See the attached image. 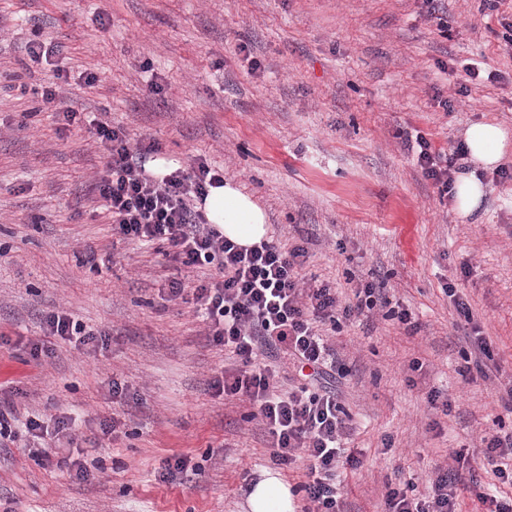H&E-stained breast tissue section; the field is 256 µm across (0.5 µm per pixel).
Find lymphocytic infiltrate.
I'll return each instance as SVG.
<instances>
[{
	"mask_svg": "<svg viewBox=\"0 0 512 512\" xmlns=\"http://www.w3.org/2000/svg\"><path fill=\"white\" fill-rule=\"evenodd\" d=\"M91 124L108 152L96 190L112 214L113 232L135 243L166 245L168 256L182 266L215 269L189 296L207 338L223 345L239 365L214 377L211 389L225 400L251 405V418L260 419L272 438L275 465L306 456L307 479L300 486L308 502L304 512H342L336 471L358 460L342 443L347 413L334 393L316 386L336 365V351L319 328H339L341 319L388 307L389 298L380 285L369 283L356 304L344 306L328 286H302L297 268L306 255L303 247L285 251L267 240L242 247L209 223L203 204L209 188L223 184V170L199 158L191 167L155 175L146 167L157 152L155 143H131L104 112ZM414 149L424 176L440 192H450L464 148L443 153L419 135ZM266 352L304 371L303 383L282 391L278 367L260 360ZM462 490L474 492L480 512H512L497 491L484 489L478 471L459 452L452 464L435 469L426 496L388 489V512H456Z\"/></svg>",
	"mask_w": 512,
	"mask_h": 512,
	"instance_id": "lymphocytic-infiltrate-1",
	"label": "lymphocytic infiltrate"
}]
</instances>
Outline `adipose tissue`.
<instances>
[{
	"label": "adipose tissue",
	"mask_w": 512,
	"mask_h": 512,
	"mask_svg": "<svg viewBox=\"0 0 512 512\" xmlns=\"http://www.w3.org/2000/svg\"><path fill=\"white\" fill-rule=\"evenodd\" d=\"M506 140L505 130L495 123H477L466 130L465 148L473 169L460 174L452 189L456 209L462 216H470L480 209L487 187L478 172L501 162ZM204 210L210 223L240 245L257 243L269 233L265 211L232 182L210 188ZM246 509L247 512H297L298 505L279 473L268 469L260 472L247 496Z\"/></svg>",
	"instance_id": "adipose-tissue-1"
}]
</instances>
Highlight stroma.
Masks as SVG:
<instances>
[{"label":"stroma","mask_w":512,"mask_h":512,"mask_svg":"<svg viewBox=\"0 0 512 512\" xmlns=\"http://www.w3.org/2000/svg\"><path fill=\"white\" fill-rule=\"evenodd\" d=\"M444 7L437 20L422 0H0V402L72 417L58 455L75 445L91 472L41 465L20 433L0 447V512H244L273 466L250 405L210 388L235 357L165 292L207 270L113 234L92 188L107 153L88 124L62 120L69 107L108 112L131 142H158L167 164L201 156L223 168L259 201L270 237L306 248L302 282L345 303L381 282L409 311L417 332L376 309L329 337L348 370L335 384L350 415L344 446L361 462L338 472L343 512H387V486L424 492L458 450L482 468V437L512 431L494 376L512 372V0ZM31 40L55 54L31 61ZM58 69L61 98L43 104L32 91ZM487 121L507 129L506 152L464 218L404 140L449 153ZM52 311L105 343L55 339L32 358ZM477 328L493 357L472 371ZM433 391L448 410L431 406ZM111 418L119 427L102 435ZM184 455L202 478L161 481L164 462Z\"/></svg>","instance_id":"1"}]
</instances>
